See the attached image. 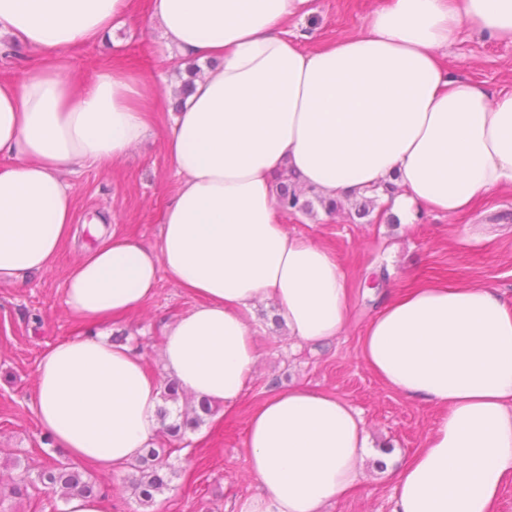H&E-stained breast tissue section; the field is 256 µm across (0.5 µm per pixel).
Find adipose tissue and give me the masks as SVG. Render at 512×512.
Here are the masks:
<instances>
[{
	"instance_id": "1",
	"label": "adipose tissue",
	"mask_w": 512,
	"mask_h": 512,
	"mask_svg": "<svg viewBox=\"0 0 512 512\" xmlns=\"http://www.w3.org/2000/svg\"><path fill=\"white\" fill-rule=\"evenodd\" d=\"M140 0H0V38L43 52L0 75V283L50 268L75 228L66 176L142 145L161 98L144 76L105 68L85 82L64 56L134 14ZM314 0H149L166 49L202 72L165 139L176 190L150 246L97 224L66 278L64 304L89 326L43 352L32 402L72 460L118 468L160 427L159 384L97 327L139 310L160 274L199 296L167 326L165 370L181 389L234 407L260 360L250 318L273 302L290 339L339 337L350 275L276 218V181L294 174L325 199L394 182L402 223L452 215L512 190V89L444 72L462 25L512 42V0H391L364 32L304 49L290 25ZM387 388L438 418L394 472L391 512H498L512 484V301L464 278L391 295L359 338ZM245 447L259 491L239 512H328L374 455L360 412L337 393L293 387L259 403Z\"/></svg>"
}]
</instances>
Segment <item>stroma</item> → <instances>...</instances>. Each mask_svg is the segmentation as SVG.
Instances as JSON below:
<instances>
[{"instance_id":"obj_1","label":"stroma","mask_w":512,"mask_h":512,"mask_svg":"<svg viewBox=\"0 0 512 512\" xmlns=\"http://www.w3.org/2000/svg\"><path fill=\"white\" fill-rule=\"evenodd\" d=\"M391 0H315V12L298 22L306 47L318 48L364 31L368 17ZM441 61L451 72L495 91L512 85V43L497 41L461 26ZM84 81L103 68L141 72L179 82L177 61L168 57L148 11H139L105 40L77 49L69 59ZM166 127L156 124L147 141L107 169L83 167L68 180L75 194L79 230L64 246L55 265L28 276L19 286H0V490L20 476L11 465L19 457L30 467L64 459L31 410L36 368L42 351L84 329L63 304L71 262L97 239L86 230L92 218L105 217L131 240L152 244L160 216L174 193L177 177L164 149ZM288 230L327 249L352 276L353 311L344 333L316 346L291 341L262 305L253 326L261 360L249 386L232 410L214 403V414L200 428L187 431L181 451L170 461L176 469L155 512H238L239 504L258 491L244 449L247 420L253 407L276 392L305 385L337 392L362 414L376 450L399 458L420 448L436 414L382 385L362 364L358 337L377 312L387 291L410 287L414 279L463 276L512 293V191L479 201L471 210L448 216L422 211L413 224L393 223L384 203L370 216L335 217L322 210L282 214ZM196 299L168 275H160L156 294L139 311L112 320L107 335L125 334L126 344L142 357L147 373L166 380L159 357L167 325L187 314ZM369 473L332 512H390L392 480L367 461ZM89 475L109 495L102 512H143L127 484L130 466L109 471L89 468Z\"/></svg>"}]
</instances>
